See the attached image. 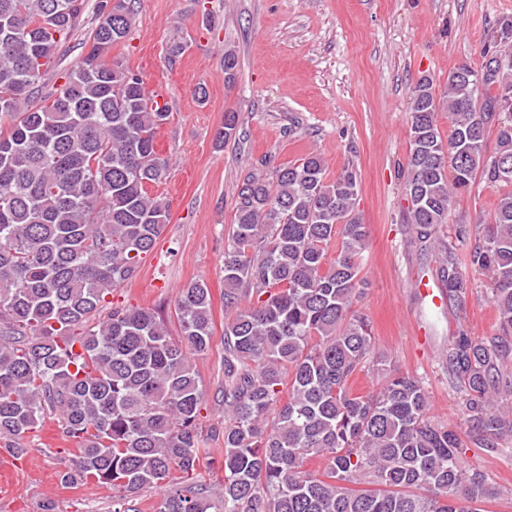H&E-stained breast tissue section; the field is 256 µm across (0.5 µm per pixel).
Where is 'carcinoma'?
Segmentation results:
<instances>
[{
    "label": "carcinoma",
    "instance_id": "1",
    "mask_svg": "<svg viewBox=\"0 0 512 512\" xmlns=\"http://www.w3.org/2000/svg\"><path fill=\"white\" fill-rule=\"evenodd\" d=\"M133 2L97 0L89 51L47 92L84 0H0V445L24 452L20 441L54 416L73 446L60 483L110 487L112 512L157 488L156 512H480L496 491L462 465L461 448L491 451L512 433V16L479 67L451 70L440 95L427 76L413 90L409 221L448 299L471 288L456 245L471 227L438 235L455 197L478 173L505 188L470 253L490 280L496 328L481 338L458 329L445 350L466 431L434 422L422 382L374 360L355 310L367 285L360 183L351 169L328 179L317 154L270 175L253 168L237 185L224 239V426L207 428L191 359L212 336L207 284L178 292L179 343L162 312L107 300L170 216L148 192L167 178L155 140L170 112L109 56L130 32ZM238 70L229 47L227 85ZM237 132V113L225 112L216 140ZM373 368L380 388L353 393ZM216 437L218 465L204 448Z\"/></svg>",
    "mask_w": 512,
    "mask_h": 512
}]
</instances>
